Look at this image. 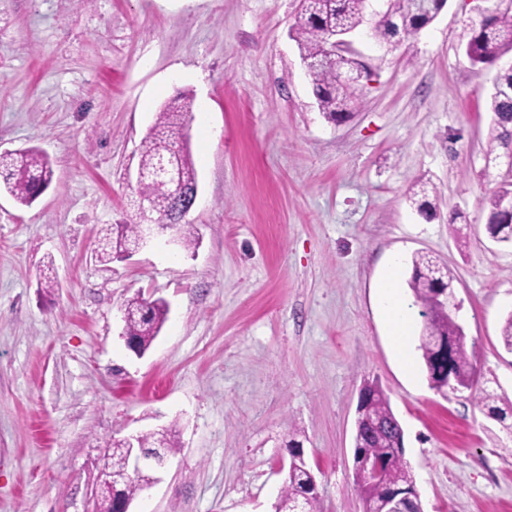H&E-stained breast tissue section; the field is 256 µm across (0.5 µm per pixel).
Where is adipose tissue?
<instances>
[{
  "instance_id": "ef3b65f1",
  "label": "adipose tissue",
  "mask_w": 512,
  "mask_h": 512,
  "mask_svg": "<svg viewBox=\"0 0 512 512\" xmlns=\"http://www.w3.org/2000/svg\"><path fill=\"white\" fill-rule=\"evenodd\" d=\"M400 263L391 261L382 278L376 283L379 305L396 354L405 371H412L413 359L409 344L412 329V311L400 288Z\"/></svg>"
}]
</instances>
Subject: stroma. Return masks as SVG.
<instances>
[{"label": "stroma", "mask_w": 512, "mask_h": 512, "mask_svg": "<svg viewBox=\"0 0 512 512\" xmlns=\"http://www.w3.org/2000/svg\"><path fill=\"white\" fill-rule=\"evenodd\" d=\"M299 4L0 0V153L35 147L56 170L31 206L0 192V512H93L106 443L166 428L177 450L131 512H272L292 438L319 512H362L367 382L424 512H512V434L470 392L406 376L375 288L392 256L438 257L478 368L512 397V248L483 231L494 72L464 53L475 4L448 0L394 52L356 41L369 75L339 125L289 35ZM180 93L198 194L178 232L196 246L98 263L104 230L138 220L142 141ZM420 181L436 216L406 199ZM137 295L169 306L141 356L123 338Z\"/></svg>", "instance_id": "obj_1"}]
</instances>
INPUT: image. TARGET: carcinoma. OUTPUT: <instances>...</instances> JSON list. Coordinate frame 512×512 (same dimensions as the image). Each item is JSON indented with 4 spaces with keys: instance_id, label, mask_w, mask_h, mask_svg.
Masks as SVG:
<instances>
[{
    "instance_id": "obj_1",
    "label": "carcinoma",
    "mask_w": 512,
    "mask_h": 512,
    "mask_svg": "<svg viewBox=\"0 0 512 512\" xmlns=\"http://www.w3.org/2000/svg\"><path fill=\"white\" fill-rule=\"evenodd\" d=\"M447 0H431L421 14L409 12V0H382L370 37L388 52L398 50L409 38L431 24L446 6ZM366 0H302L292 39L312 82L313 95L319 110L336 123L347 120L358 100L365 66L355 50L332 54L328 39L336 29L356 32L364 26ZM512 52V7L504 4L468 31L465 55L472 65L491 67L505 54ZM193 99L179 94L158 112L156 121L143 140L140 169L147 172L156 158L163 155L172 160L171 177L155 181L148 177L138 182L136 202L151 206L161 224H179L186 205L196 188V171L186 129ZM492 114L485 157L490 160L512 151V68L496 72L489 95ZM54 176L50 160L35 148L0 154V185L14 200L30 206L49 187ZM512 194V180L505 177L488 193L489 209L486 232L496 243L512 247V212L504 208V199ZM409 201L425 215H433L435 207L428 200L426 189L410 190ZM137 224H113L105 230L97 250L98 260L108 264L124 258L135 244ZM453 281L446 266L420 252L411 258L408 281L417 302L422 306L424 325L420 350L430 387L441 393L444 383L455 389H466L487 408L489 417L503 423L512 418V399L483 386L473 355L467 350L466 334L455 316L437 309L439 281ZM165 301H149L136 296L125 305V333L130 337L128 348L138 356L149 349L167 320ZM359 424L360 448L357 453L383 462L381 481L361 488L371 506L386 502L395 492H406L401 507L406 512H423L415 483L404 460V454L393 452L399 437L398 419L384 391L370 387ZM138 447L145 452L176 448L170 430L139 436ZM290 460L281 495L274 512H318V499L313 486L315 476L302 454L300 442H288Z\"/></svg>"
}]
</instances>
